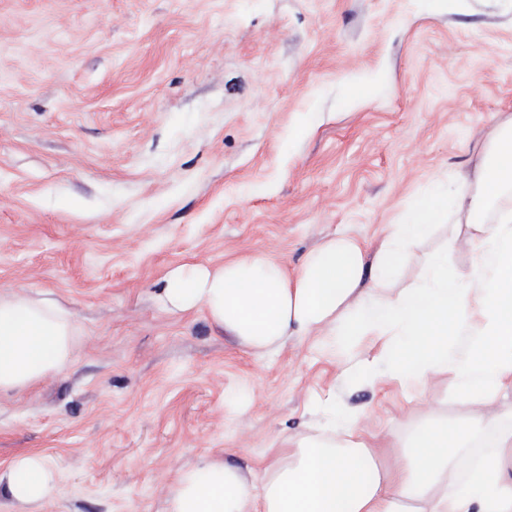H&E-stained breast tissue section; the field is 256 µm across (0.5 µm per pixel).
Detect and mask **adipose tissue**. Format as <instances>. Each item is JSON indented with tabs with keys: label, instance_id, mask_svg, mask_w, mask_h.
I'll return each mask as SVG.
<instances>
[{
	"label": "adipose tissue",
	"instance_id": "ef3b65f1",
	"mask_svg": "<svg viewBox=\"0 0 512 512\" xmlns=\"http://www.w3.org/2000/svg\"><path fill=\"white\" fill-rule=\"evenodd\" d=\"M455 192L417 200L410 218L386 225L374 253L333 237L288 270L265 252L169 269L160 304L174 313L204 310L256 351L294 336L326 337L344 352L364 336L385 338V372L372 362L356 371L368 383L397 380L424 387L449 370L461 403L493 407L512 393V116L500 121L473 168L455 172ZM454 210L477 243L474 266L431 253L404 288H396L430 216ZM76 327L51 301L0 293V391L26 389L69 363ZM358 418L338 416L341 436L296 443L266 466L261 495L255 473L209 462L183 476L170 512H512V430L495 434L479 465L462 468V450L481 421L462 427L433 421L401 445L363 438ZM53 472L36 454L0 472V488L24 503L42 500Z\"/></svg>",
	"mask_w": 512,
	"mask_h": 512
}]
</instances>
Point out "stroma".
<instances>
[{"instance_id":"obj_1","label":"stroma","mask_w":512,"mask_h":512,"mask_svg":"<svg viewBox=\"0 0 512 512\" xmlns=\"http://www.w3.org/2000/svg\"><path fill=\"white\" fill-rule=\"evenodd\" d=\"M507 113L512 0H0V291L77 327L62 373L0 393V470L36 453L55 474L0 512H168L204 463L329 433L330 404L389 440L476 413L453 373L361 383L322 340L260 355L157 295L184 263L376 244ZM449 239L469 269L447 213L406 276Z\"/></svg>"}]
</instances>
